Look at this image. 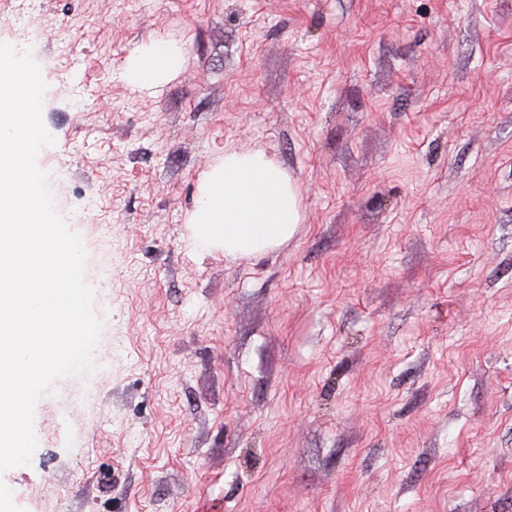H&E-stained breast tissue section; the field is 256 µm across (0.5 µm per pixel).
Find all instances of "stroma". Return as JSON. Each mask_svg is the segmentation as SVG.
<instances>
[{
    "mask_svg": "<svg viewBox=\"0 0 512 512\" xmlns=\"http://www.w3.org/2000/svg\"><path fill=\"white\" fill-rule=\"evenodd\" d=\"M0 42L109 325L0 512H512V0H0ZM230 151L299 189L271 252L193 240ZM178 60L179 54L175 47L162 39L153 40L131 60L125 78L136 89L156 86L167 73L176 68Z\"/></svg>",
    "mask_w": 512,
    "mask_h": 512,
    "instance_id": "35a3bbf8",
    "label": "stroma"
}]
</instances>
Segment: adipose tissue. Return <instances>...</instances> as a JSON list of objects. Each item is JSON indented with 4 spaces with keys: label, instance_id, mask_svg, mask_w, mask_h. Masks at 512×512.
<instances>
[{
    "label": "adipose tissue",
    "instance_id": "ef3b65f1",
    "mask_svg": "<svg viewBox=\"0 0 512 512\" xmlns=\"http://www.w3.org/2000/svg\"><path fill=\"white\" fill-rule=\"evenodd\" d=\"M179 54L158 39L129 63L125 78L136 89L158 85L174 70ZM301 220L297 186L263 154L228 152L223 165L203 181L191 221L200 246L233 257H251L280 247Z\"/></svg>",
    "mask_w": 512,
    "mask_h": 512
}]
</instances>
